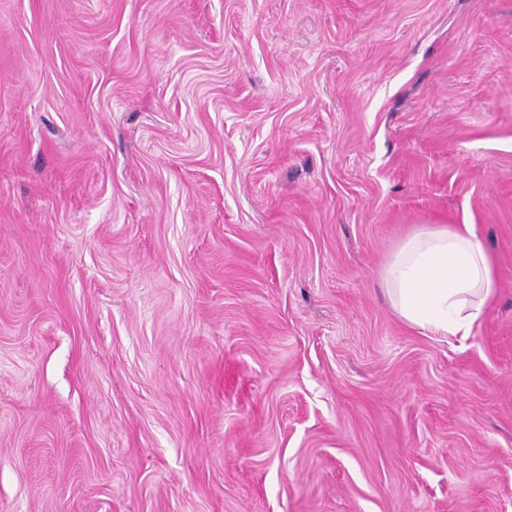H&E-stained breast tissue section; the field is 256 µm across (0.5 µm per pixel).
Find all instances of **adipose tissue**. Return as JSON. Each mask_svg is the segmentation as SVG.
<instances>
[{
	"label": "adipose tissue",
	"instance_id": "ef3b65f1",
	"mask_svg": "<svg viewBox=\"0 0 512 512\" xmlns=\"http://www.w3.org/2000/svg\"><path fill=\"white\" fill-rule=\"evenodd\" d=\"M383 292L411 327L438 336H469L495 290L483 240L470 225L413 230L380 273Z\"/></svg>",
	"mask_w": 512,
	"mask_h": 512
}]
</instances>
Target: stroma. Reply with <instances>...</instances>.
<instances>
[{
	"instance_id": "obj_1",
	"label": "stroma",
	"mask_w": 512,
	"mask_h": 512,
	"mask_svg": "<svg viewBox=\"0 0 512 512\" xmlns=\"http://www.w3.org/2000/svg\"><path fill=\"white\" fill-rule=\"evenodd\" d=\"M0 512H512V0H0ZM383 292L411 327L438 336H469L495 290L483 240L469 224L413 230L380 273Z\"/></svg>"
}]
</instances>
